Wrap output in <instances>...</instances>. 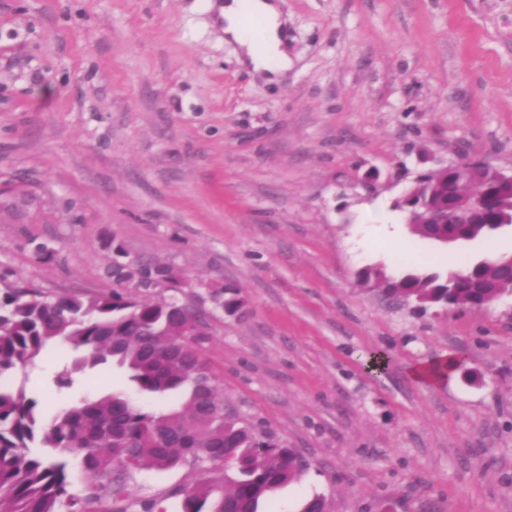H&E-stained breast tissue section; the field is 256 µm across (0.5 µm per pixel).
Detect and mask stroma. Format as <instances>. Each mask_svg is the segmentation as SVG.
<instances>
[{
	"label": "stroma",
	"mask_w": 512,
	"mask_h": 512,
	"mask_svg": "<svg viewBox=\"0 0 512 512\" xmlns=\"http://www.w3.org/2000/svg\"><path fill=\"white\" fill-rule=\"evenodd\" d=\"M222 2L0 0V296L169 267L151 294L200 312L225 407L308 463L267 512H512V300L422 311L358 275L401 271L382 226L418 172L512 168V0H275L279 76L225 39ZM226 284L245 316L215 309ZM446 353L443 382L410 377ZM73 358L14 379L50 413L133 393L116 368L57 389ZM200 476L145 471L136 495L180 512L171 490Z\"/></svg>",
	"instance_id": "obj_1"
}]
</instances>
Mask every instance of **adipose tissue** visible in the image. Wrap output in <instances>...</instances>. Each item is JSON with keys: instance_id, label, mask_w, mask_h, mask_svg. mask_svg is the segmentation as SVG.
<instances>
[{"instance_id": "ef3b65f1", "label": "adipose tissue", "mask_w": 512, "mask_h": 512, "mask_svg": "<svg viewBox=\"0 0 512 512\" xmlns=\"http://www.w3.org/2000/svg\"><path fill=\"white\" fill-rule=\"evenodd\" d=\"M220 16L225 38L240 47L253 69L272 74L287 70V38L275 0H251L246 10L239 0H225Z\"/></svg>"}]
</instances>
